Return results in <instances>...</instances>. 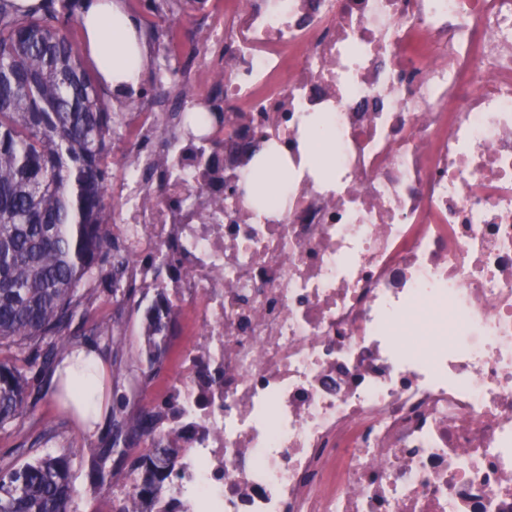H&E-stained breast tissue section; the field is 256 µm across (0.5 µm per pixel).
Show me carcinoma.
Instances as JSON below:
<instances>
[{
    "instance_id": "obj_1",
    "label": "carcinoma",
    "mask_w": 512,
    "mask_h": 512,
    "mask_svg": "<svg viewBox=\"0 0 512 512\" xmlns=\"http://www.w3.org/2000/svg\"><path fill=\"white\" fill-rule=\"evenodd\" d=\"M81 8V0H39L28 8L0 0V349L27 361L34 348L44 369L71 352L73 322L108 258L111 210L101 159L115 113L98 72L66 32ZM153 319L148 344L159 350L174 330L168 300H160ZM98 333L120 370L121 338L106 327ZM33 410L21 368L0 360V427ZM112 419L128 439L92 451L100 474L109 455H129L153 423L150 414L123 407L112 408ZM170 464L168 448L139 455L119 474L131 489L112 512H151ZM74 480L69 453L0 460V512H72Z\"/></svg>"
}]
</instances>
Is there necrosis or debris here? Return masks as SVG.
Instances as JSON below:
<instances>
[{"instance_id": "4bbe7bcc", "label": "necrosis or debris", "mask_w": 512, "mask_h": 512, "mask_svg": "<svg viewBox=\"0 0 512 512\" xmlns=\"http://www.w3.org/2000/svg\"><path fill=\"white\" fill-rule=\"evenodd\" d=\"M135 112L115 285L169 297L154 512H512V0H179ZM210 34L199 48L198 31ZM219 111L223 124L185 121ZM336 128L331 180L306 119ZM288 166L268 213L238 147ZM147 255L171 266L145 270Z\"/></svg>"}]
</instances>
